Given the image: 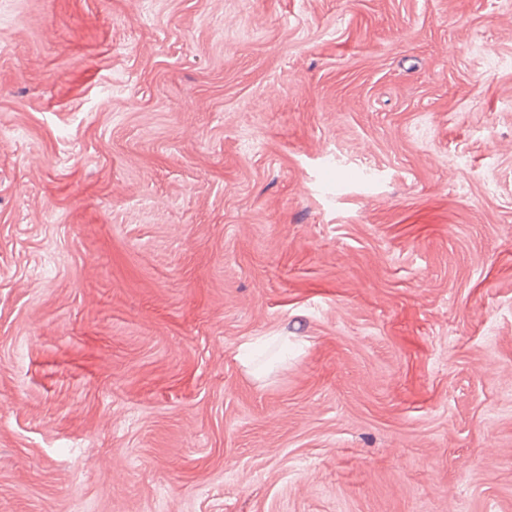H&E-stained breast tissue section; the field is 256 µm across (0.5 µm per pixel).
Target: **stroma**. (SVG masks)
<instances>
[{"label": "stroma", "instance_id": "obj_1", "mask_svg": "<svg viewBox=\"0 0 512 512\" xmlns=\"http://www.w3.org/2000/svg\"><path fill=\"white\" fill-rule=\"evenodd\" d=\"M0 512H512V0H0Z\"/></svg>", "mask_w": 512, "mask_h": 512}]
</instances>
